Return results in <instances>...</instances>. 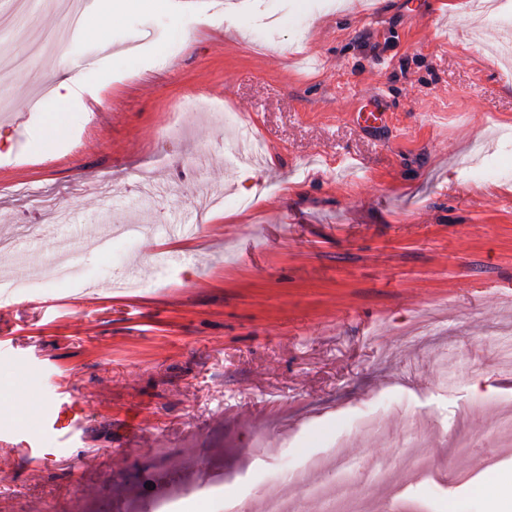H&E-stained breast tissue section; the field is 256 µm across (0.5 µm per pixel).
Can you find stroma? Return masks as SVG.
<instances>
[{
    "label": "stroma",
    "instance_id": "stroma-1",
    "mask_svg": "<svg viewBox=\"0 0 512 512\" xmlns=\"http://www.w3.org/2000/svg\"><path fill=\"white\" fill-rule=\"evenodd\" d=\"M76 0L0 15L25 53ZM222 14L131 6L103 35L31 57L0 107V512H149L150 493L211 455L216 477L174 503L327 498L294 512H485L512 471V28L467 0H223ZM141 27L139 54L120 40ZM109 48L97 63L88 54ZM80 68L98 99L54 115L41 84ZM383 95L392 123L350 112ZM275 157L237 224L203 220L211 187L239 199L231 125ZM485 165L505 178L481 183ZM178 218L199 222L170 235ZM136 227L101 252L100 226ZM37 261L43 274L23 273ZM482 378L473 392V378ZM76 402L69 433L57 407ZM356 468L336 482L339 457Z\"/></svg>",
    "mask_w": 512,
    "mask_h": 512
}]
</instances>
